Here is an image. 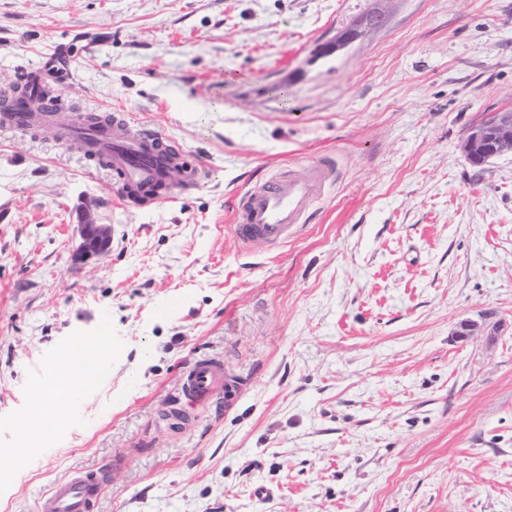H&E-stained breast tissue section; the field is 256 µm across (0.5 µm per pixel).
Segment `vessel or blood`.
Listing matches in <instances>:
<instances>
[{"mask_svg": "<svg viewBox=\"0 0 512 512\" xmlns=\"http://www.w3.org/2000/svg\"><path fill=\"white\" fill-rule=\"evenodd\" d=\"M57 111H30L26 100L6 98L0 102V128L37 130L56 123ZM63 138L80 144L88 159L108 169L122 202L134 206L154 202L172 189L171 172L181 163L171 152L160 131L131 127L120 114L111 121L91 124L75 118L63 127ZM332 171L320 162L302 174L265 181L247 190L240 198L230 226L235 241L242 246L254 243L278 245L301 224L311 204L321 195ZM224 377V365L200 360L187 371L184 392L192 398L213 393ZM108 470H91L78 477L57 482L37 502V512H94Z\"/></svg>", "mask_w": 512, "mask_h": 512, "instance_id": "obj_1", "label": "vessel or blood"}]
</instances>
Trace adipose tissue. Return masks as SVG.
I'll list each match as a JSON object with an SVG mask.
<instances>
[{"instance_id":"adipose-tissue-1","label":"adipose tissue","mask_w":512,"mask_h":512,"mask_svg":"<svg viewBox=\"0 0 512 512\" xmlns=\"http://www.w3.org/2000/svg\"><path fill=\"white\" fill-rule=\"evenodd\" d=\"M99 352L100 348L96 345H83L76 350L67 348L60 352L54 383L42 391L38 406L23 421L27 430L41 431L63 417L68 393L77 379L94 380L91 359Z\"/></svg>"}]
</instances>
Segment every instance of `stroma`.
Masks as SVG:
<instances>
[{
  "mask_svg": "<svg viewBox=\"0 0 512 512\" xmlns=\"http://www.w3.org/2000/svg\"><path fill=\"white\" fill-rule=\"evenodd\" d=\"M34 68L60 122L125 113L212 176L136 209L0 129V512L107 464L95 512H512V154L463 148L512 109V0H0V86ZM320 159L306 222L239 246L241 195ZM86 210L113 238L79 263ZM79 340L95 383L20 449ZM202 359L236 392L187 399Z\"/></svg>",
  "mask_w": 512,
  "mask_h": 512,
  "instance_id": "stroma-1",
  "label": "stroma"
}]
</instances>
